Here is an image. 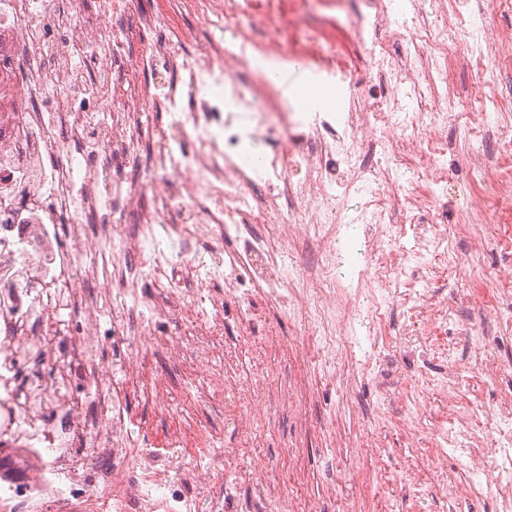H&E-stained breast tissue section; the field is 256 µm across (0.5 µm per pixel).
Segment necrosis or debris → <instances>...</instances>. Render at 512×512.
<instances>
[{
    "label": "necrosis or debris",
    "instance_id": "necrosis-or-debris-1",
    "mask_svg": "<svg viewBox=\"0 0 512 512\" xmlns=\"http://www.w3.org/2000/svg\"><path fill=\"white\" fill-rule=\"evenodd\" d=\"M468 4L432 0L437 14L464 25L451 50L442 34L401 24L393 2L366 0L367 25L329 20L326 34L371 54L389 84L384 100L317 112L297 111L261 67L302 60L322 82H352L345 51L295 39L301 8L272 0L274 25L261 41L238 22L250 0L218 5L202 42L164 17H142L139 29L164 33L133 58L156 83L137 108L115 112L112 0H98L93 16L84 0H0V512H237L222 458L175 463L133 435V360L189 344L167 327L172 304L189 308L207 334L229 317L254 328L257 296L287 299L319 350H363L360 373L458 319L456 306L419 286L434 262L459 281L475 272L448 246V210L459 230L482 210L481 199L453 206L442 192V113L469 96L448 71L473 68L485 51L512 60V29L492 30ZM380 31L407 52L386 50ZM88 61L98 80L86 79ZM245 75L254 80L248 94ZM407 86L433 107L403 111ZM152 111L166 120L153 132L146 176H132ZM60 114L69 118L62 130ZM482 127L468 177L511 201L512 176L491 175L486 153L512 154V87L495 93ZM389 159L418 161L424 188L393 176ZM258 185L264 196H255ZM353 195L358 219L336 221ZM392 198L402 223L390 218ZM408 237L416 247L405 246ZM395 302L409 319L390 337L384 325ZM79 306L111 325L121 354L111 375L97 371L83 327L65 326ZM92 407L112 423L103 470L80 422ZM491 418L494 442L456 447L467 474L456 495L489 493L498 512H512V390Z\"/></svg>",
    "mask_w": 512,
    "mask_h": 512
}]
</instances>
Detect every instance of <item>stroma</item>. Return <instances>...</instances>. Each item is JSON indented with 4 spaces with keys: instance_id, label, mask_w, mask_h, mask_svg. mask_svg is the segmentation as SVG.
Instances as JSON below:
<instances>
[{
    "instance_id": "obj_1",
    "label": "stroma",
    "mask_w": 512,
    "mask_h": 512,
    "mask_svg": "<svg viewBox=\"0 0 512 512\" xmlns=\"http://www.w3.org/2000/svg\"><path fill=\"white\" fill-rule=\"evenodd\" d=\"M123 2L127 15L112 24L116 111L155 79L152 71L128 64L150 37L132 25V18L161 13L198 37L208 33L204 0ZM447 137L452 144L443 158L447 192L475 195L466 182L463 156L473 140L455 124L449 125ZM505 225L512 226V206L498 207L489 197L475 224L450 235L461 257L479 264L486 291L492 288L491 277L512 267V244L491 241ZM426 287L458 306L460 319L421 338L427 352L421 368L396 355L383 358L371 374L353 375L347 360L318 358L281 306L262 297L256 302L262 333L246 336L231 323L210 349L216 381L190 376L181 356L152 350L150 377L157 400L151 404L135 394L130 401L144 423L143 436L161 446L180 436L178 454L189 460L229 455L252 512H281L288 500L295 512H304L311 498L322 500L324 512H448L445 485L463 477L457 455L436 445L438 431L452 426L448 395L419 390L415 379L422 369L434 374L447 369V361L432 353L434 343L452 340L460 359H473L471 341L477 332L496 358L512 360V326L495 325V302H473L447 275L432 273ZM255 407L261 415L254 419L249 412ZM205 430L212 436L206 449L198 445ZM257 460L264 476L255 481L248 470Z\"/></svg>"
}]
</instances>
